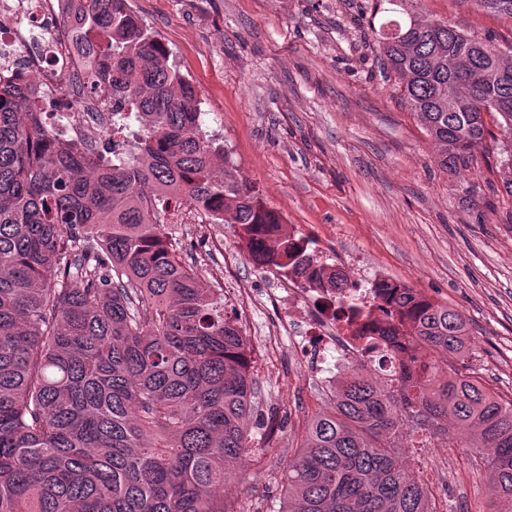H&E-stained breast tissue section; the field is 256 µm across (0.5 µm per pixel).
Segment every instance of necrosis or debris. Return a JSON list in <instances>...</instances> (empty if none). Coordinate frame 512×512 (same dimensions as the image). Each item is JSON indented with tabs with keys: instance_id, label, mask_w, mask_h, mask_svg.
Here are the masks:
<instances>
[{
	"instance_id": "obj_1",
	"label": "necrosis or debris",
	"mask_w": 512,
	"mask_h": 512,
	"mask_svg": "<svg viewBox=\"0 0 512 512\" xmlns=\"http://www.w3.org/2000/svg\"><path fill=\"white\" fill-rule=\"evenodd\" d=\"M75 18V0H0V69L24 73L45 92H62L66 106L51 113L52 124L93 145L112 128V100L88 81L75 45ZM374 286L357 279L334 293L304 287L299 278L289 281L288 317L275 334L287 338L293 353L327 386L358 365L386 382L399 375L400 360L390 346L353 335L345 322L354 304L363 313L361 325L378 329L385 316Z\"/></svg>"
}]
</instances>
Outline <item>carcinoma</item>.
Wrapping results in <instances>:
<instances>
[{"label": "carcinoma", "instance_id": "1", "mask_svg": "<svg viewBox=\"0 0 512 512\" xmlns=\"http://www.w3.org/2000/svg\"><path fill=\"white\" fill-rule=\"evenodd\" d=\"M76 36L89 82L112 98V139L140 129L127 154H97L57 135L42 92L0 71V512H237L224 500L226 461L248 448L250 358L194 263L162 231L188 207L199 223L236 224L258 266L307 288L345 287L300 239L270 235L281 217L246 181L218 177L224 145L201 127L192 83L128 0H79ZM512 19V0H478ZM387 71L437 146L468 168L487 140L512 147V109L497 138L471 107L512 96V55L447 22L390 19L375 31ZM472 46L483 69L448 56ZM463 102L448 111V90ZM379 289L396 323L377 339L413 355L394 383L354 372L308 422L267 512H438L398 457L404 430L467 440L512 512V399L434 357L467 360L469 330L446 305L397 281ZM453 419L461 436L448 431Z\"/></svg>", "mask_w": 512, "mask_h": 512}]
</instances>
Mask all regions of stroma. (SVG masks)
<instances>
[{"label":"stroma","mask_w":512,"mask_h":512,"mask_svg":"<svg viewBox=\"0 0 512 512\" xmlns=\"http://www.w3.org/2000/svg\"><path fill=\"white\" fill-rule=\"evenodd\" d=\"M195 86L202 128L224 143L218 175L256 185L264 205L314 238L352 270L380 272L466 321L477 349L449 366L512 395V196L499 176L498 149L469 169L450 170L402 101L379 55L374 26L414 16L446 21L469 37L512 52V20L475 0H129ZM164 231L194 244L205 284L223 289L251 355L256 390L249 449L229 465L225 500L237 512L278 501L284 459L302 442L305 421L330 395L288 353L262 341L286 308L240 244L233 224H201L189 211ZM256 288L243 313L235 287ZM285 416L266 438L270 412ZM451 512H489L495 495L470 451L435 440L400 451Z\"/></svg>","instance_id":"35a3bbf8"}]
</instances>
